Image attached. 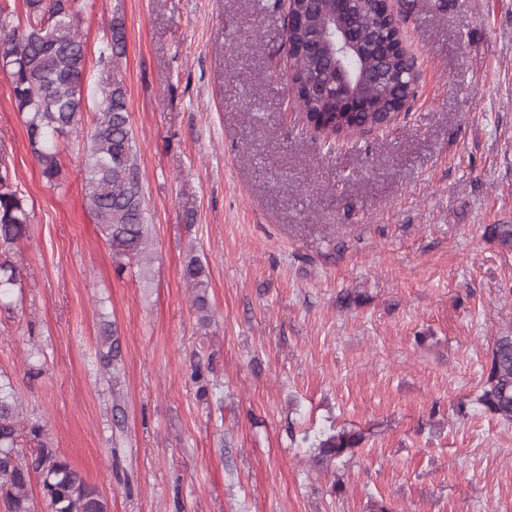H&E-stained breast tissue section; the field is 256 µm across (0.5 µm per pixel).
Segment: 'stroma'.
<instances>
[{
  "instance_id": "35a3bbf8",
  "label": "stroma",
  "mask_w": 512,
  "mask_h": 512,
  "mask_svg": "<svg viewBox=\"0 0 512 512\" xmlns=\"http://www.w3.org/2000/svg\"><path fill=\"white\" fill-rule=\"evenodd\" d=\"M400 3L421 70L407 114L330 149L291 99L280 0H78L86 85L127 89L145 270L116 272L84 205L98 97L52 186L0 71L31 220L0 379L110 512H512V424L474 402L512 330V250L485 232L512 224V0ZM343 427L359 448L316 467L312 443ZM124 47L125 36L123 23L120 22V20L113 19L111 23V37L100 50V61L112 62L114 56L118 57L122 55ZM116 329L112 321L102 318L99 321L97 351L100 364L104 369H115V363L120 354L119 340L117 339Z\"/></svg>"
}]
</instances>
